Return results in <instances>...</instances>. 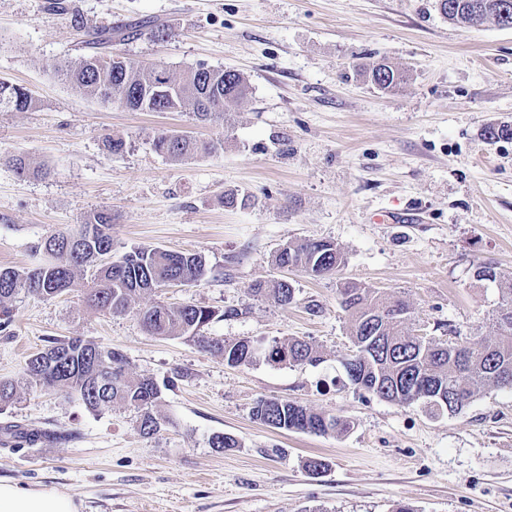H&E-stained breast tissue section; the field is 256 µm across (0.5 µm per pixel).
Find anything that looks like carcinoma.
Instances as JSON below:
<instances>
[{
    "label": "carcinoma",
    "instance_id": "cac0c4a2",
    "mask_svg": "<svg viewBox=\"0 0 512 512\" xmlns=\"http://www.w3.org/2000/svg\"><path fill=\"white\" fill-rule=\"evenodd\" d=\"M438 8L453 24L464 27L482 25L492 18L497 24L512 25V0H437ZM90 49L83 59L64 73L78 92L107 104L128 88L145 91L157 83H175L168 69L154 75L149 66L133 61L118 64L109 53L112 29H97L84 35ZM202 71L195 95L173 99L164 90L153 91L145 104L130 103L131 112H174L190 110L193 119L217 122L224 119L229 104L244 98L249 86L240 74L223 69L196 66ZM372 82L383 90L395 88L403 76L383 63L368 67ZM33 106L29 90L0 80V111L26 112ZM157 152L179 161L216 149L213 142L191 136L163 132L153 140ZM21 177H37L42 169L31 165L23 155L11 158ZM40 248L48 260L31 268H0V328L10 323L8 303L21 290L54 298L74 287L76 273L89 270L92 287L87 300L91 307L121 314L132 308L141 293L166 284L190 285L209 273L202 255L159 246H135L117 260L100 261L112 255V213L100 210L90 214L73 233L47 237ZM274 263L305 272L313 277L335 273L344 265L343 253L330 241L307 240L284 244ZM478 281L496 284L498 311L492 331L477 342L442 341L419 336L407 326L408 304L403 299H388L373 288L345 283L339 289L341 306L350 321L349 338L355 348L346 362L350 382L357 388L396 404L419 403L426 413L437 418L459 413L481 391L489 387L512 389V276L481 264L475 271ZM256 296H270L287 306L295 299V288L286 280L274 279L252 288ZM230 309L219 315L196 304L169 307L154 305L143 312V325L153 336L188 335L199 347L224 357L231 366L264 362L274 366L314 365L321 361L318 350L308 341L285 338L271 342L250 339L226 341L205 336L202 328L216 317H231ZM30 381L42 389L75 395L91 411L114 404L134 408L138 427L144 435H154L162 423L154 413L161 397V385L154 379L129 371L127 356L118 349L98 346L80 339L54 340L26 362ZM253 417L269 427L310 433L342 435L352 423L335 415L317 412L279 398H260L252 408ZM212 448H239L230 434L214 433Z\"/></svg>",
    "mask_w": 512,
    "mask_h": 512
}]
</instances>
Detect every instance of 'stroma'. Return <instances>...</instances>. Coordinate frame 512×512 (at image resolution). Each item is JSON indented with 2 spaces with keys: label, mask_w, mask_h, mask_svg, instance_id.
I'll return each mask as SVG.
<instances>
[{
  "label": "stroma",
  "mask_w": 512,
  "mask_h": 512,
  "mask_svg": "<svg viewBox=\"0 0 512 512\" xmlns=\"http://www.w3.org/2000/svg\"><path fill=\"white\" fill-rule=\"evenodd\" d=\"M0 0V79L26 86L33 107L0 112V266L44 259L41 242L112 213V255L160 246L201 254L193 285L146 292L133 311L89 307L87 282L45 299L19 293L0 331V379L14 402L0 409V482L53 486L81 512H512V391L489 388L458 414L429 417L346 379L348 316L337 286L350 280L407 300L410 325L443 340L478 341L498 302L477 281L487 263L512 274V28H461L436 0ZM143 22L112 50L161 61L173 76L203 63L233 70L250 92L227 121L188 112H129L80 94L59 73L85 53L88 30ZM166 25L159 41L152 24ZM404 75L391 91L360 62ZM220 147L175 161L155 151L163 131ZM123 139L122 153L105 137ZM44 168L22 178L8 159ZM247 198L226 207L225 194ZM418 214L415 224L386 216ZM333 241L340 275L314 279L273 263L285 243ZM287 279L292 305L253 297L256 282ZM193 303L220 312L204 329L229 341L297 338L316 365L233 367L194 339L149 335L138 312ZM82 337L124 352L130 369L174 388L143 435L125 406L88 410L75 396L31 384L27 359L48 341ZM279 397L353 424L344 435L275 430L255 420ZM57 433L34 446L10 426ZM239 447L210 448L212 434ZM328 461L312 476L304 463Z\"/></svg>",
  "instance_id": "35a3bbf8"
}]
</instances>
